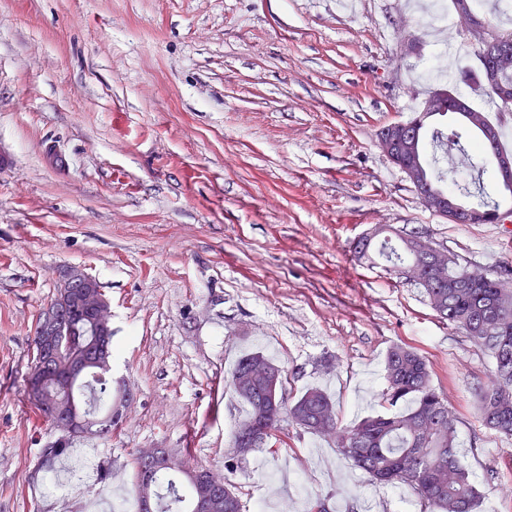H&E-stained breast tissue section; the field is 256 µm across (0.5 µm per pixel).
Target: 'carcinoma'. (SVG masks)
Wrapping results in <instances>:
<instances>
[{
    "label": "carcinoma",
    "instance_id": "cac0c4a2",
    "mask_svg": "<svg viewBox=\"0 0 512 512\" xmlns=\"http://www.w3.org/2000/svg\"><path fill=\"white\" fill-rule=\"evenodd\" d=\"M426 122H421L417 135V150L425 167L428 188L440 195L457 196L458 185L447 184L445 176L436 171L435 160L429 158L427 146L449 153L463 152L471 146L483 160L497 154L494 145L483 140L466 142L476 129L460 122V127L446 133L438 128L425 138ZM477 200L466 209L473 212L472 224H489V213L500 210L481 186L476 187ZM361 260L374 262L382 258L394 275L411 265L420 268V280L429 305L448 324L463 330L470 340L493 359V377L478 393V412L489 429L512 438V288L498 287L497 276L488 275L476 287L450 288L448 283L461 273L458 258L448 255V268L436 275L428 271L431 262L417 241V234H397L392 226L379 225L374 238L354 245ZM72 330L63 338L57 358L51 357V347L33 338V351L26 380L25 398L35 421L52 424L56 419L74 424L72 434L61 439L56 451L40 450L39 471L47 473L51 464L67 451L69 441L81 434H93L106 441L121 427V416L112 409L126 391L123 382L112 381V352H103L101 339L91 332L89 322L74 311ZM86 358L89 370L77 382L66 374L76 358ZM256 361H262L277 372V384L282 394L280 412L265 418L256 447L282 443L281 422L288 420L299 428L325 435L327 424L336 428L339 454L368 474L377 484H404L415 493L424 512H476L478 490L470 470L461 462L457 441V419L432 381V370L426 358L406 345L391 346L384 358V385L379 393L385 411L369 415L342 427L334 401L321 389L306 390L293 403L285 397L283 370L260 352L242 357L225 386L237 390V384ZM49 366L57 380L35 391L31 381L37 371ZM254 392L242 395L247 412L239 428L252 423L271 402L274 392L265 381L253 384ZM184 469L180 472L157 470L149 483H144L145 464L134 461V492L143 498L146 491L153 499L154 512H191L195 481L203 467L191 462V450L182 453Z\"/></svg>",
    "mask_w": 512,
    "mask_h": 512
}]
</instances>
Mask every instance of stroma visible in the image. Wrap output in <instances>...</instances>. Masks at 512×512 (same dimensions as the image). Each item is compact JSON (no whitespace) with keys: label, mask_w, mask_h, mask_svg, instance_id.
<instances>
[{"label":"stroma","mask_w":512,"mask_h":512,"mask_svg":"<svg viewBox=\"0 0 512 512\" xmlns=\"http://www.w3.org/2000/svg\"><path fill=\"white\" fill-rule=\"evenodd\" d=\"M476 53H439L402 0H0V512H137L134 457L188 448L238 486L246 512H420L332 438L282 425L285 446L235 459L247 406L224 388L260 352L288 398L324 389L349 425L381 411L395 344L431 364L481 498L512 512V438L477 394L493 361L421 288L358 259L378 224L427 236L470 268L512 267V223L455 224L424 207L378 149ZM112 303V374L134 395L112 441L74 440L106 470L81 498L32 481L52 427L24 400L29 353L58 272Z\"/></svg>","instance_id":"stroma-1"}]
</instances>
